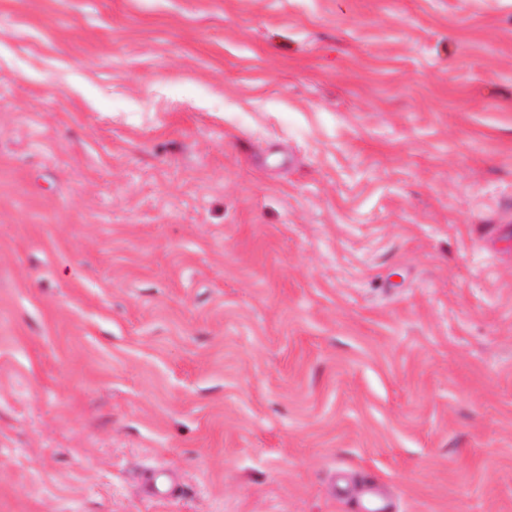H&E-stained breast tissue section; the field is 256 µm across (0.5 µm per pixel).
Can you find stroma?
I'll return each instance as SVG.
<instances>
[{
  "label": "stroma",
  "instance_id": "1",
  "mask_svg": "<svg viewBox=\"0 0 512 512\" xmlns=\"http://www.w3.org/2000/svg\"><path fill=\"white\" fill-rule=\"evenodd\" d=\"M366 483L512 512V0H0V512ZM150 491L154 498L168 500L179 493L180 486L173 473L164 475L163 479L152 474L150 478Z\"/></svg>",
  "mask_w": 512,
  "mask_h": 512
}]
</instances>
